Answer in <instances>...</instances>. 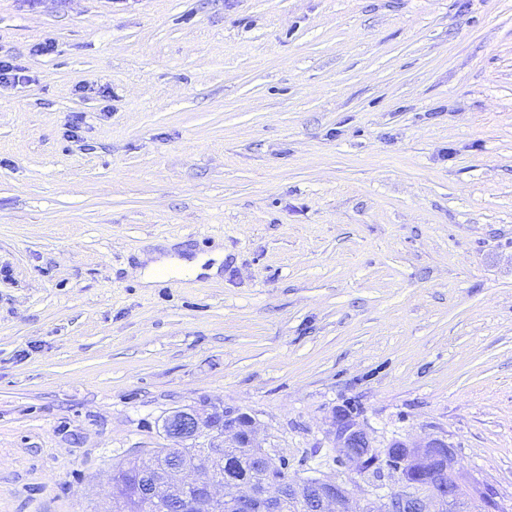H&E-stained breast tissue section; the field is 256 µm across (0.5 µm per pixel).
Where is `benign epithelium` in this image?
Masks as SVG:
<instances>
[{"label": "benign epithelium", "instance_id": "benign-epithelium-1", "mask_svg": "<svg viewBox=\"0 0 512 512\" xmlns=\"http://www.w3.org/2000/svg\"><path fill=\"white\" fill-rule=\"evenodd\" d=\"M162 433L170 440L183 442L204 437L216 448H250L258 456L266 454L257 443V429L250 416L234 414L207 401L171 411L162 424ZM335 437L338 457L345 466L379 464L401 474V486L378 504L377 512H432L433 501L440 503L445 512L458 497L461 482L456 477L452 484L437 488L428 496L411 491V487L429 480L435 461L443 459L452 463V448L442 439L433 438L419 444L396 441L385 448H375L365 429L350 417L337 424ZM191 489L199 493L195 500L188 496ZM293 489L294 486L274 477L261 484L206 480L196 467L175 460L165 468L162 488L139 481L136 494L151 498L161 490L180 512H194L201 502L224 495L233 501L237 512H274L278 500ZM315 489V512H346L344 505L349 496L346 483L324 478L315 483Z\"/></svg>", "mask_w": 512, "mask_h": 512}]
</instances>
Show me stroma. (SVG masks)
I'll use <instances>...</instances> for the list:
<instances>
[{
	"label": "stroma",
	"mask_w": 512,
	"mask_h": 512,
	"mask_svg": "<svg viewBox=\"0 0 512 512\" xmlns=\"http://www.w3.org/2000/svg\"><path fill=\"white\" fill-rule=\"evenodd\" d=\"M0 57V512H112L202 399L352 512L347 414L512 512V0H0ZM169 249V254H155L150 258H155L153 261H148L147 265L139 270L141 283L148 288H151L157 282L164 280V274L173 273L181 277H195L200 273H206L211 276H216L220 272V266L224 261V252L218 251L212 254H200L197 256H183L178 257L172 255ZM204 266H207L204 268Z\"/></svg>",
	"instance_id": "1"
}]
</instances>
